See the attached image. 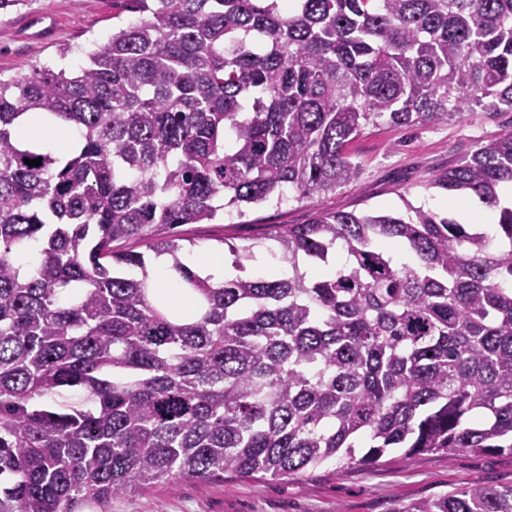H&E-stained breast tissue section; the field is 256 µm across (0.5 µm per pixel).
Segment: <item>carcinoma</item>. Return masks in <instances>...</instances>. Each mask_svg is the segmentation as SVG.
<instances>
[{
    "mask_svg": "<svg viewBox=\"0 0 512 512\" xmlns=\"http://www.w3.org/2000/svg\"><path fill=\"white\" fill-rule=\"evenodd\" d=\"M133 2L77 73L0 78V512L512 453V130L430 180L496 212L493 236L431 209L317 212L270 236L287 275L215 285L165 234L354 184L369 127L512 111V0ZM39 124L74 152L20 134ZM132 238L194 313L114 250ZM394 512H512V485Z\"/></svg>",
    "mask_w": 512,
    "mask_h": 512,
    "instance_id": "1",
    "label": "carcinoma"
}]
</instances>
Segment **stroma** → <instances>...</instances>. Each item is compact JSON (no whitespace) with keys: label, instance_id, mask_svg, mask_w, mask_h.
Masks as SVG:
<instances>
[{"label":"stroma","instance_id":"1","mask_svg":"<svg viewBox=\"0 0 512 512\" xmlns=\"http://www.w3.org/2000/svg\"><path fill=\"white\" fill-rule=\"evenodd\" d=\"M138 18L129 0H26L0 13V75L33 66L77 72L93 45L106 43L113 31ZM508 130L512 112L477 111L461 121L408 130L370 127L349 147L361 164L357 183L300 200L286 195L242 215L228 208L213 223L177 227L176 235L187 239L188 256L224 254L232 244L263 255L275 225L306 223L316 211L444 212L451 204L446 193L430 187L433 172ZM473 480L512 485V454L425 453L349 468L329 463L294 479H188L114 496L104 508L86 503L80 512H391L397 502Z\"/></svg>","mask_w":512,"mask_h":512}]
</instances>
